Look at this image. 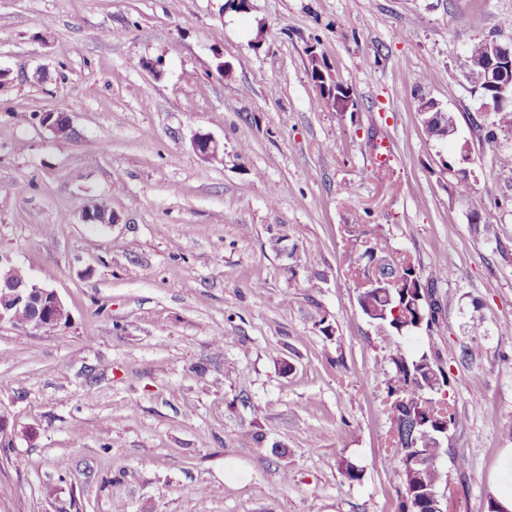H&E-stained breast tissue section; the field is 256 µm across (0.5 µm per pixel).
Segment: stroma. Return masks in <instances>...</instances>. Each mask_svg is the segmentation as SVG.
I'll return each mask as SVG.
<instances>
[{
  "label": "stroma",
  "mask_w": 512,
  "mask_h": 512,
  "mask_svg": "<svg viewBox=\"0 0 512 512\" xmlns=\"http://www.w3.org/2000/svg\"><path fill=\"white\" fill-rule=\"evenodd\" d=\"M224 4L0 0V254L70 314L0 325V512H400L369 248L448 269L410 347L461 420L440 493L488 512L512 451V135L464 72L472 43L512 41V0ZM313 52L352 111L322 102ZM422 99L454 137L427 140ZM55 110L72 137L38 123ZM464 142L462 197L441 160ZM93 201L119 223H83ZM193 151L205 160H217L220 147L217 141L208 133L197 132L191 139ZM461 150H462V157H461L460 165L456 170L451 171V174L456 179L455 186H456V190L459 194H461L462 192L463 193L469 192L470 191L469 186L471 188H473V185L471 182V173L472 172L469 167V165H471L473 162H472L471 151H470V147H469L468 143L464 142V144L461 147ZM457 180L464 181L465 183H468L469 186H467L465 184H461ZM468 194H470V193L461 194V195H468Z\"/></svg>",
  "instance_id": "1"
}]
</instances>
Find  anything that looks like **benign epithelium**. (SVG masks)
<instances>
[{
	"label": "benign epithelium",
	"mask_w": 512,
	"mask_h": 512,
	"mask_svg": "<svg viewBox=\"0 0 512 512\" xmlns=\"http://www.w3.org/2000/svg\"><path fill=\"white\" fill-rule=\"evenodd\" d=\"M482 45L480 53L466 55V79L474 92L481 87L489 89L488 94L479 98V111L496 114L512 104V42L484 39ZM53 115V111L42 113L39 116L41 126L56 138L70 137L72 125L53 120ZM191 146L205 160L219 158V144L208 133H195ZM461 150L460 165L451 174L469 184L471 151L466 143ZM14 270L8 258L0 254V324H17V318L23 311L30 312L24 327L32 331H45L69 320V313L55 290L26 275L17 276Z\"/></svg>",
	"instance_id": "1"
}]
</instances>
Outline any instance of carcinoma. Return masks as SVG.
<instances>
[{
    "mask_svg": "<svg viewBox=\"0 0 512 512\" xmlns=\"http://www.w3.org/2000/svg\"><path fill=\"white\" fill-rule=\"evenodd\" d=\"M368 262L382 263L384 284L365 281L358 295L362 313L384 342V360L390 365L387 395L392 419V452L398 461L395 477L402 486V512H433L432 493L439 489V469L429 467L421 455L436 457L444 448L446 429L458 418L449 401L436 397L447 379L426 351L412 352L404 339L421 326L435 322V285L448 278V269L436 268L428 277L409 265L397 266L384 256L365 251Z\"/></svg>",
    "mask_w": 512,
    "mask_h": 512,
    "instance_id": "carcinoma-1",
    "label": "carcinoma"
}]
</instances>
